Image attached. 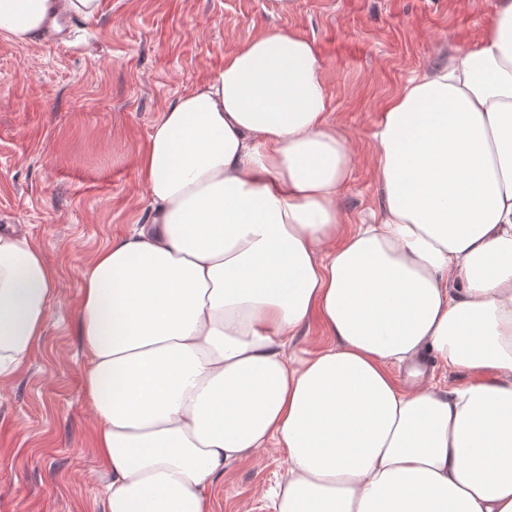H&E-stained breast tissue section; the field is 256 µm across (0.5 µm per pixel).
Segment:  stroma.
<instances>
[{
  "label": "stroma",
  "mask_w": 512,
  "mask_h": 512,
  "mask_svg": "<svg viewBox=\"0 0 512 512\" xmlns=\"http://www.w3.org/2000/svg\"><path fill=\"white\" fill-rule=\"evenodd\" d=\"M104 0L66 39L0 36V228L31 236L58 271L40 346L0 391V512H102L104 476L83 395L82 281L95 254L147 217L139 156L161 112L212 79L224 55L273 27L311 41L329 119L354 163L349 223L382 205L373 135L422 68L476 43L496 0ZM288 474L270 449L229 466L214 512H272Z\"/></svg>",
  "instance_id": "1"
}]
</instances>
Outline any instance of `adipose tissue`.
<instances>
[{"label": "adipose tissue", "mask_w": 512, "mask_h": 512, "mask_svg": "<svg viewBox=\"0 0 512 512\" xmlns=\"http://www.w3.org/2000/svg\"><path fill=\"white\" fill-rule=\"evenodd\" d=\"M53 10L0 0V36L35 42ZM328 115L311 42L275 29L154 124L147 218L82 286L103 512H214V479L270 448L275 512H512V0L386 103L375 223L346 224L353 156ZM56 282L0 228V388ZM313 320L329 344L290 352ZM427 351L469 380L401 382Z\"/></svg>", "instance_id": "1"}]
</instances>
